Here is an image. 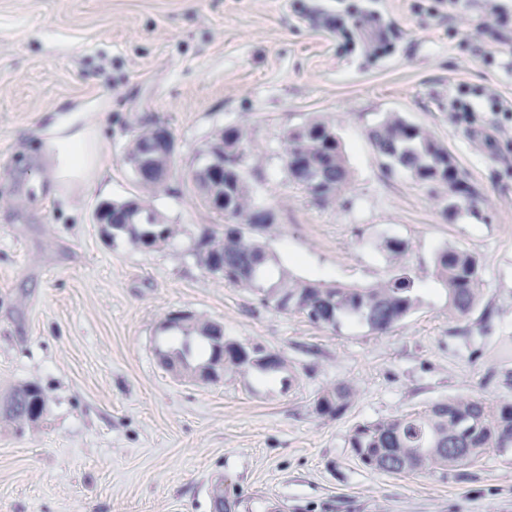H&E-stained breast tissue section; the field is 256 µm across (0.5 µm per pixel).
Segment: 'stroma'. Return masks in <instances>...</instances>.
Instances as JSON below:
<instances>
[{
	"instance_id": "stroma-1",
	"label": "stroma",
	"mask_w": 512,
	"mask_h": 512,
	"mask_svg": "<svg viewBox=\"0 0 512 512\" xmlns=\"http://www.w3.org/2000/svg\"><path fill=\"white\" fill-rule=\"evenodd\" d=\"M504 0L435 12L430 0H0V397L31 383L47 398L34 424L0 419V512H512V452L473 466L391 475L364 467L355 425L457 395L512 401V18ZM370 13L353 39L332 26ZM106 110H97L98 101ZM470 104L457 121L455 102ZM80 109L107 144L82 197L44 178L38 132ZM395 113L447 146L483 198L444 212L409 172L387 168L369 132ZM333 125L351 181L322 205L289 178L288 131ZM178 152L164 188L143 192L125 156L143 125ZM245 135L241 169L263 237L282 268L370 287L406 267L415 309L387 332L312 324L259 304L196 257L224 216L183 179L225 128ZM143 197L178 228L158 248L113 239L105 203ZM402 242L400 256L389 240ZM483 266L480 301L448 311L437 254ZM219 322L224 336L288 364L215 381L174 377L158 350L166 316ZM355 394L337 415L318 395ZM353 394L354 390L348 384L326 389L317 399V409L322 414L337 415L345 409Z\"/></svg>"
}]
</instances>
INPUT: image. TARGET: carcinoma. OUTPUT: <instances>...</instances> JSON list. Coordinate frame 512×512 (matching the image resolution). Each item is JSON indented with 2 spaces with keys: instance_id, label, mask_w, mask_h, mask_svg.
Listing matches in <instances>:
<instances>
[{
  "instance_id": "cac0c4a2",
  "label": "carcinoma",
  "mask_w": 512,
  "mask_h": 512,
  "mask_svg": "<svg viewBox=\"0 0 512 512\" xmlns=\"http://www.w3.org/2000/svg\"><path fill=\"white\" fill-rule=\"evenodd\" d=\"M330 124L311 122L289 132L284 148V166L289 176L303 185L320 203L341 197L349 183V170L339 146L330 145L324 132ZM156 125L140 128L130 141L127 155H133L150 141ZM243 133L228 128L212 144L210 151L224 154V232L202 233L196 257L206 269L224 263V280L247 288L263 305L303 314L317 325L335 326L343 317L364 322L379 332L389 330L405 318L417 303L414 281L400 271L371 288L327 285L319 281L290 277L283 273L269 283L265 266L273 260L265 241L256 233L274 222L272 210L250 203L249 186L239 161ZM377 153L390 164L400 167L423 183L437 185L448 196L476 206L475 192L464 179L448 149L423 128L396 114L388 115L370 133ZM141 203L131 224L112 225V236L126 237L135 245L159 247L176 233L155 211ZM436 279L448 292L450 312L467 316L478 304L483 287L482 266L472 253L447 248L435 260ZM162 353L177 364L186 361L192 369L217 367L223 371L261 367L268 378L286 369L284 359L261 346L246 349L249 359L239 352L241 344L224 338L223 325L194 316L171 328ZM197 340L199 352L210 351L208 361L197 365L193 360L191 340ZM271 356L275 367H265ZM354 394L348 384H339L321 392L317 409L322 414L337 415ZM46 404L44 394L32 385H18L6 397L0 414L16 425L34 423L40 415L32 413L36 403ZM350 447L368 468L392 474L410 473L432 467H466L484 454L512 450V403L488 401L475 396H456L433 403L420 413L358 424L349 437ZM217 512H225L232 502L224 491V482L211 489Z\"/></svg>"
}]
</instances>
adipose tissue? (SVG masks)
I'll list each match as a JSON object with an SVG mask.
<instances>
[{
  "label": "adipose tissue",
  "instance_id": "1",
  "mask_svg": "<svg viewBox=\"0 0 512 512\" xmlns=\"http://www.w3.org/2000/svg\"><path fill=\"white\" fill-rule=\"evenodd\" d=\"M45 176L64 194L79 197L102 177L106 145L87 113L60 112L40 132Z\"/></svg>",
  "mask_w": 512,
  "mask_h": 512
}]
</instances>
